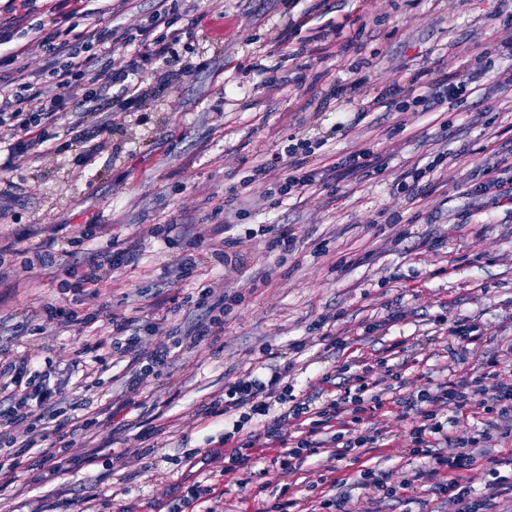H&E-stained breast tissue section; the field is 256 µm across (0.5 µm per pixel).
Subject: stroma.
<instances>
[{
  "instance_id": "stroma-1",
  "label": "stroma",
  "mask_w": 512,
  "mask_h": 512,
  "mask_svg": "<svg viewBox=\"0 0 512 512\" xmlns=\"http://www.w3.org/2000/svg\"><path fill=\"white\" fill-rule=\"evenodd\" d=\"M156 9V0H108L94 22L142 26L146 43L180 30L172 51L189 73L168 77L160 63L131 71L127 83L148 96L127 109L125 83L112 84L97 105L111 125L106 146L87 157L69 147L83 133L82 98L72 95L53 127L60 152L24 161L0 183V246L38 247L52 262L16 264L0 280V352L36 345L62 369L109 337L110 317L132 319L136 334L161 324L175 342L214 315L200 289L245 299L225 313L217 343L180 351L136 389L128 387L134 366L117 356L97 387L73 377L56 420L62 430L79 404L90 417L129 398L138 405L100 427L93 446L62 453L59 474L26 454L30 469L0 493V512H200L183 497L203 480L221 512H267L314 496L311 484L332 460L324 452L287 476L253 473L254 496L241 500L224 471V419L206 410L266 353L289 366L295 392L318 403L343 385L347 364L372 380L390 367L437 385L487 358H512V205L493 189L473 194L491 178L480 164L486 154L512 163V86L501 82L512 57L495 49L512 39V0H169L163 24ZM427 71L476 78L480 90L426 112L381 108L355 120L380 89ZM315 126L333 135L311 147L313 189L266 197L288 173L281 165L244 189L259 158L286 156L289 136ZM359 150L370 162L350 169ZM434 159L443 168L413 201L399 183ZM240 220L292 231L293 252L279 257L257 238L237 247L242 265L209 260L208 244ZM159 224L195 243L191 275L180 274L181 249L152 234ZM115 250L129 251L128 261L98 287L67 293ZM63 301L77 321L48 323L47 306ZM442 314L476 325L480 345L450 353ZM327 328L344 332L346 348H327ZM397 341L402 352L390 354ZM297 342L302 351L290 352ZM374 422L382 435L370 466L413 485L374 506L369 490L350 487L351 512H448L413 478L422 462L409 453L408 424L389 414Z\"/></svg>"
}]
</instances>
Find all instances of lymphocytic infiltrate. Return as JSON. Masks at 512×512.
I'll return each mask as SVG.
<instances>
[{
	"mask_svg": "<svg viewBox=\"0 0 512 512\" xmlns=\"http://www.w3.org/2000/svg\"><path fill=\"white\" fill-rule=\"evenodd\" d=\"M84 43L83 51L78 52L65 40L49 45L44 39H37V46L48 49L46 65L19 75L14 81L0 83V145L7 151L0 162L1 179L17 161H38L58 153L51 128L63 109L67 93H82L88 101L100 96L104 85L97 53L106 43L105 34L90 28ZM466 90L465 83L454 84L432 76L426 82L412 83L406 98L396 100L381 94L371 106L377 109L389 105L405 112L411 105L428 99L437 104L458 99ZM309 148L306 138L289 145L288 174L283 182L269 188V195L301 194L315 185L316 173L307 169L305 161ZM126 330V321H113L114 353L123 357L134 355L142 371L149 373L168 366L172 352L169 345L161 343L150 354H140V338L127 335ZM36 363L37 356L32 352L0 360V393H7L10 399L9 406L0 410V442L16 447L22 455L49 440L59 448L71 445L65 434L49 432L63 394V383L52 379L50 371L37 370ZM501 372L500 361L492 360L481 375L466 371L447 384L419 389L396 402L398 418L413 422V453L425 461L415 475L416 480L442 475L443 480L436 482L434 491L452 512H492L497 500L512 501V451L486 469L482 490H475L469 477L489 443L501 436H512V383L501 381ZM285 376L282 370L264 378L245 373L225 388L222 398L212 403L211 413L223 415L232 423L231 431L224 434L225 443L232 446L227 470L269 462L293 472L324 448L330 449L333 459L349 456L357 461L377 442L378 433L369 422L385 409V389L358 376L353 389L344 390L314 409L307 401L282 389ZM275 405L283 407L284 418L297 421L298 433L292 437L271 436L270 445L277 454L269 459L259 443V431H244L243 424L262 419ZM447 406L453 407L459 420L485 417L483 429L470 437L450 440L448 429L439 418L441 409ZM448 440L452 441V448L440 452V444ZM317 483L334 488V495L320 497L313 505L291 498L276 504V512H350L349 498L343 491L346 479L322 474Z\"/></svg>",
	"mask_w": 512,
	"mask_h": 512,
	"instance_id": "1",
	"label": "lymphocytic infiltrate"
}]
</instances>
